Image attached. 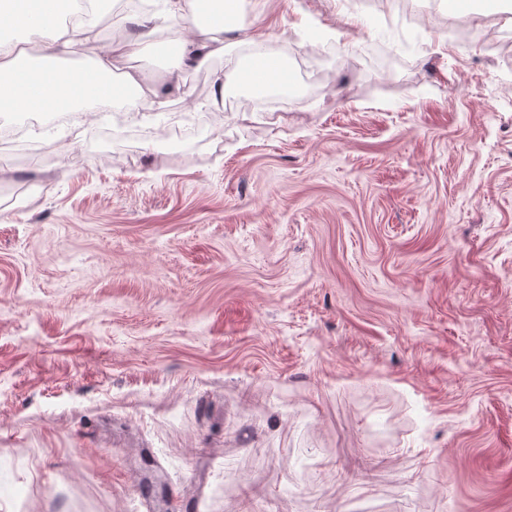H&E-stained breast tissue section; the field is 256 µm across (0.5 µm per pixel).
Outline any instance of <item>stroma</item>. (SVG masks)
<instances>
[{
	"mask_svg": "<svg viewBox=\"0 0 512 512\" xmlns=\"http://www.w3.org/2000/svg\"><path fill=\"white\" fill-rule=\"evenodd\" d=\"M173 29L117 57L145 110L0 144V512H512V0H244L271 107L169 85ZM374 30L376 32V45L381 50L388 51L389 56L398 57L406 45L405 41L401 39L400 43H396L391 27L388 25L387 27L382 26L377 21L374 23ZM111 84L114 86V89L107 90L104 87L100 90L98 96H106L112 97L115 94L119 93L121 89H133L137 90L141 97H147L148 95H155L158 96L156 89L154 90L151 86L147 85L144 82V78L141 74L136 72H127L124 77V83L117 85L111 82ZM120 87V88H116Z\"/></svg>",
	"mask_w": 512,
	"mask_h": 512,
	"instance_id": "stroma-1",
	"label": "stroma"
}]
</instances>
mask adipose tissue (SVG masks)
Wrapping results in <instances>:
<instances>
[{
  "mask_svg": "<svg viewBox=\"0 0 512 512\" xmlns=\"http://www.w3.org/2000/svg\"><path fill=\"white\" fill-rule=\"evenodd\" d=\"M202 0H166V12L173 23L184 26L172 48L175 63L168 72L171 84H178L182 71L196 69L212 58H224L231 45L224 39L226 23L203 18ZM88 22L69 28L58 20L57 0H0V21L25 30L28 41L0 40V110L38 109L57 104L59 93L79 102L97 78L112 71V55H94L89 64L58 68L55 60L78 54L87 43Z\"/></svg>",
  "mask_w": 512,
  "mask_h": 512,
  "instance_id": "obj_1",
  "label": "adipose tissue"
}]
</instances>
